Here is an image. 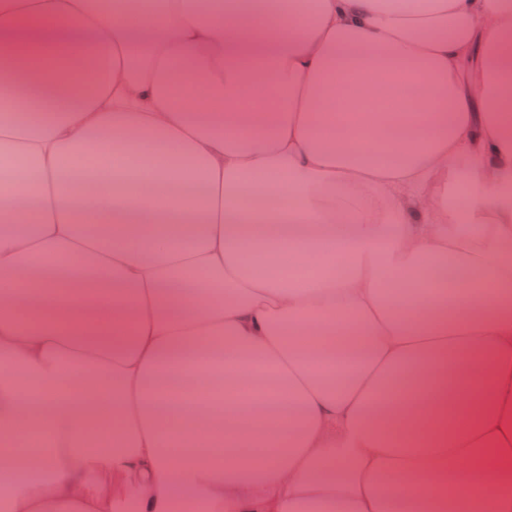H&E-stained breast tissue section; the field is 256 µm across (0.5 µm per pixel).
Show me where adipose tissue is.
Instances as JSON below:
<instances>
[{
	"mask_svg": "<svg viewBox=\"0 0 512 512\" xmlns=\"http://www.w3.org/2000/svg\"><path fill=\"white\" fill-rule=\"evenodd\" d=\"M0 47L58 59L0 68V512H512V0H0Z\"/></svg>",
	"mask_w": 512,
	"mask_h": 512,
	"instance_id": "ef3b65f1",
	"label": "adipose tissue"
}]
</instances>
